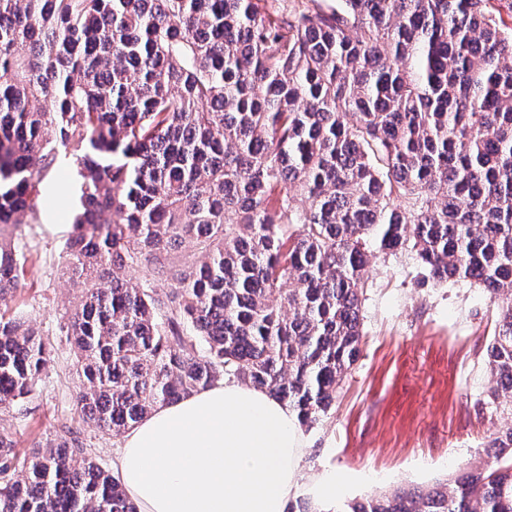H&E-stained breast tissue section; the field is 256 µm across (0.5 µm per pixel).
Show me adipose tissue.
<instances>
[{
	"label": "adipose tissue",
	"mask_w": 512,
	"mask_h": 512,
	"mask_svg": "<svg viewBox=\"0 0 512 512\" xmlns=\"http://www.w3.org/2000/svg\"><path fill=\"white\" fill-rule=\"evenodd\" d=\"M304 456L286 403L224 378L139 421L113 469L139 512H288L303 481L324 498L339 486L335 475L305 474Z\"/></svg>",
	"instance_id": "adipose-tissue-1"
}]
</instances>
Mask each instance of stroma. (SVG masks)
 <instances>
[{"label": "stroma", "mask_w": 512, "mask_h": 512, "mask_svg": "<svg viewBox=\"0 0 512 512\" xmlns=\"http://www.w3.org/2000/svg\"><path fill=\"white\" fill-rule=\"evenodd\" d=\"M80 178L59 157L17 226L0 232L26 258L18 290L0 302L33 325L51 349V364L29 400L0 413L19 451L69 425L104 468L122 438L80 418L77 359L65 324L81 290L66 271ZM364 339L341 397L305 429L306 463L345 479L339 501L453 480L490 461L489 441L508 418L489 405L487 347L497 311L469 280H427L412 250L373 259L361 297Z\"/></svg>", "instance_id": "obj_1"}]
</instances>
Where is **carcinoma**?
Returning <instances> with one entry per match:
<instances>
[{"instance_id":"obj_1","label":"carcinoma","mask_w":512,"mask_h":512,"mask_svg":"<svg viewBox=\"0 0 512 512\" xmlns=\"http://www.w3.org/2000/svg\"><path fill=\"white\" fill-rule=\"evenodd\" d=\"M275 2L0 0V298L25 272L3 228L64 153L77 406L99 430L226 375L311 426L360 352L371 258L405 247L488 292V392L512 413V0ZM186 243L203 260L162 298ZM50 360L0 315V412ZM492 447L451 484L347 512H512V422ZM0 512L138 509L68 426L28 456L1 426Z\"/></svg>"}]
</instances>
